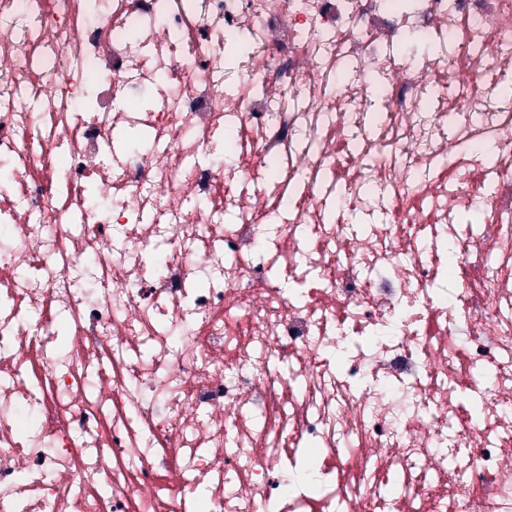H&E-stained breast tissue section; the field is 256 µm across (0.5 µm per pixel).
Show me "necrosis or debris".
<instances>
[{
  "instance_id": "4bbe7bcc",
  "label": "necrosis or debris",
  "mask_w": 512,
  "mask_h": 512,
  "mask_svg": "<svg viewBox=\"0 0 512 512\" xmlns=\"http://www.w3.org/2000/svg\"><path fill=\"white\" fill-rule=\"evenodd\" d=\"M511 85L512 0H0V512H512Z\"/></svg>"
}]
</instances>
